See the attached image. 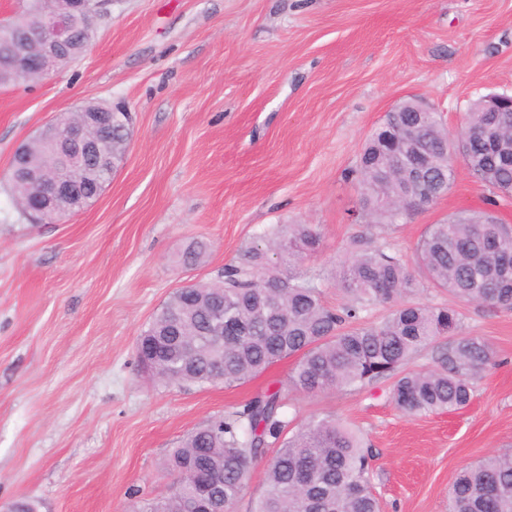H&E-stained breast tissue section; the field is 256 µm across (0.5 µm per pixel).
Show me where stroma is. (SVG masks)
<instances>
[{
  "instance_id": "1",
  "label": "stroma",
  "mask_w": 512,
  "mask_h": 512,
  "mask_svg": "<svg viewBox=\"0 0 512 512\" xmlns=\"http://www.w3.org/2000/svg\"><path fill=\"white\" fill-rule=\"evenodd\" d=\"M492 93L512 94V0H104L79 60L0 87V512H141L164 496L171 450L292 362L235 387L158 383L136 351L154 313L276 224L314 225L302 269L346 302L332 275L369 232L352 175L366 137L405 98L453 131ZM90 101L130 114L127 152L95 201L33 223L8 191L13 153ZM456 171L388 232L404 256L427 225L489 207ZM197 240L205 254L183 264ZM462 312L495 350L464 409L402 415L385 381L285 395L288 414L361 432L381 512H448L459 469L512 448V311Z\"/></svg>"
}]
</instances>
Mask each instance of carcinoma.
<instances>
[{"mask_svg":"<svg viewBox=\"0 0 512 512\" xmlns=\"http://www.w3.org/2000/svg\"><path fill=\"white\" fill-rule=\"evenodd\" d=\"M0 22L22 39L41 9ZM474 101L470 129L460 141L472 175L495 191L512 189V161L481 137L486 113ZM450 133L436 112L388 113L367 139L355 173L368 224H397L422 203L425 191L448 190L454 181ZM425 156L421 181L406 171L415 152ZM319 235L310 224H278L262 247L247 250L223 280L175 291L138 337L148 372L164 384L236 386L285 359H294L289 389L305 395L387 380L395 408L409 417L467 407L475 382L494 350L464 327L461 304L512 310V225L490 212L453 214L426 227L412 259L379 238L357 236L350 257L336 269L348 300L327 305L324 284L297 270L314 254ZM274 258H269V255ZM425 274L456 304L417 301ZM224 307V337L209 335L212 309ZM387 307L379 320L371 319ZM444 343L437 344L438 340ZM436 345L435 365L412 360ZM216 375L222 376L214 381ZM281 388H266L242 406L192 431L172 449L169 493L143 512H188L192 497H215L236 512L252 465L273 451L266 489L249 512H379L362 438L334 416H312L289 427ZM448 512H512V453L486 456L461 469L448 492Z\"/></svg>","mask_w":512,"mask_h":512,"instance_id":"1","label":"carcinoma"}]
</instances>
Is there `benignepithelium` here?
Masks as SVG:
<instances>
[{"label": "benign epithelium", "mask_w": 512, "mask_h": 512, "mask_svg": "<svg viewBox=\"0 0 512 512\" xmlns=\"http://www.w3.org/2000/svg\"><path fill=\"white\" fill-rule=\"evenodd\" d=\"M101 2L48 0L44 16L31 28L27 38L15 42L0 66L21 76L49 75L60 55L71 47L79 27L93 23ZM483 102L488 112L485 129L488 134L495 131L498 113L506 108L512 110V95L491 94L483 97ZM76 115L77 119L67 124L56 119L36 135V140L46 147L45 156L64 168L66 176L46 177L40 159L22 156L25 145L16 150V156L22 157L23 178L31 189L20 208L31 218L56 219L79 212L101 193L105 181L112 177L117 157L106 150L105 144L112 126L127 125L129 115L104 105L99 108L84 105L76 110Z\"/></svg>", "instance_id": "benign-epithelium-1"}]
</instances>
